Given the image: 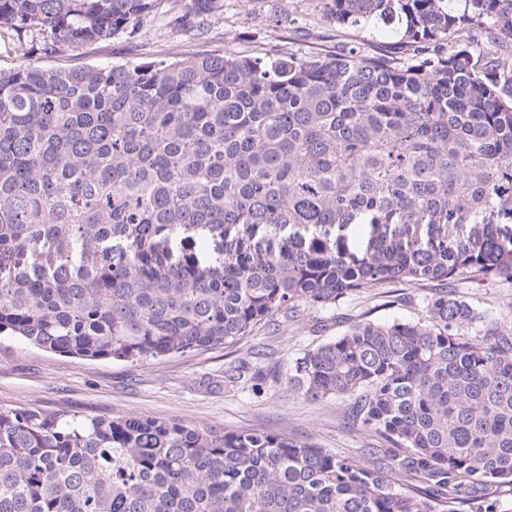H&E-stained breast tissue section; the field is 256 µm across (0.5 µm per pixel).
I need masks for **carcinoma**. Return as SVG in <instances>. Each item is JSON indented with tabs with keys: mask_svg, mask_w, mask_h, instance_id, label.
<instances>
[{
	"mask_svg": "<svg viewBox=\"0 0 512 512\" xmlns=\"http://www.w3.org/2000/svg\"><path fill=\"white\" fill-rule=\"evenodd\" d=\"M168 4L0 0V336L139 362L397 283L512 281V0H328L400 55L198 52L46 70ZM494 44L492 54L478 39ZM360 319L288 390L349 401L371 462L267 430L0 409V512H503L512 326L446 288ZM261 376L224 372V385Z\"/></svg>",
	"mask_w": 512,
	"mask_h": 512,
	"instance_id": "1",
	"label": "carcinoma"
}]
</instances>
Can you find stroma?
<instances>
[{
  "instance_id": "1",
  "label": "stroma",
  "mask_w": 512,
  "mask_h": 512,
  "mask_svg": "<svg viewBox=\"0 0 512 512\" xmlns=\"http://www.w3.org/2000/svg\"><path fill=\"white\" fill-rule=\"evenodd\" d=\"M399 34L383 23L336 27L326 0H224L204 34L173 29L166 14L146 22L132 40L115 39L86 52L39 59L48 70L74 66L136 63L145 51L159 57H183L205 50L256 56L283 48L306 55L342 53L358 47L374 55L393 54ZM398 300L384 296L345 300L331 309L307 310L303 320L259 329L232 347L150 358L136 364L112 359H83L44 352L28 341L0 337V409L38 410L79 417L142 416L176 420L195 427L263 429L306 439L341 456L368 460L376 440L343 423L345 403L311 401L289 391L285 378L294 360L334 339L359 314L375 322L418 321L426 313L424 287L399 283ZM480 309L512 323V284L477 288L455 286ZM259 372V389L224 387V372L236 366Z\"/></svg>"
}]
</instances>
